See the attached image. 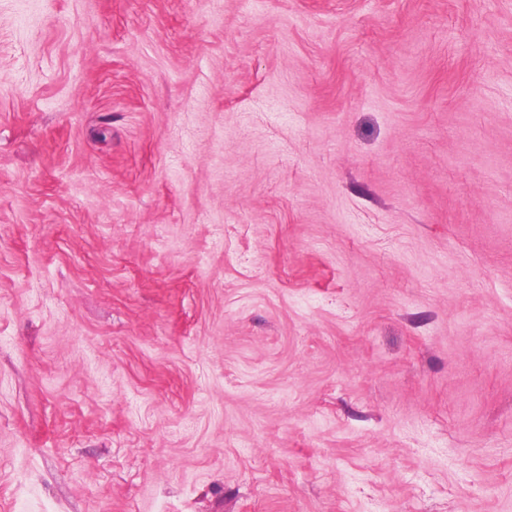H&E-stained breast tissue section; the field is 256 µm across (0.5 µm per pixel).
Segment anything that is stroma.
I'll use <instances>...</instances> for the list:
<instances>
[{
	"label": "stroma",
	"instance_id": "35a3bbf8",
	"mask_svg": "<svg viewBox=\"0 0 512 512\" xmlns=\"http://www.w3.org/2000/svg\"><path fill=\"white\" fill-rule=\"evenodd\" d=\"M0 512H512V0H0Z\"/></svg>",
	"mask_w": 512,
	"mask_h": 512
}]
</instances>
